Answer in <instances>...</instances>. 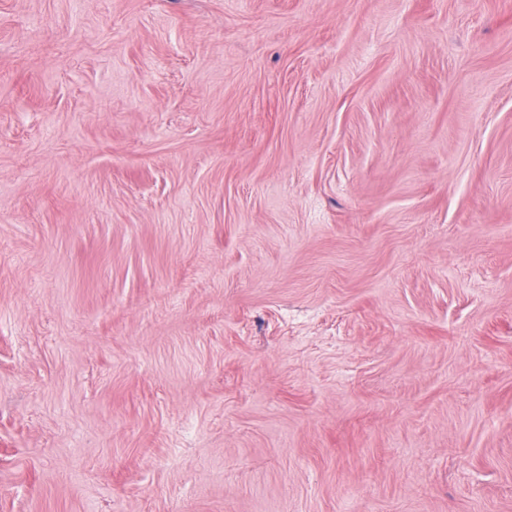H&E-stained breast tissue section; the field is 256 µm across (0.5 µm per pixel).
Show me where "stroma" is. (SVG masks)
<instances>
[{"mask_svg": "<svg viewBox=\"0 0 512 512\" xmlns=\"http://www.w3.org/2000/svg\"><path fill=\"white\" fill-rule=\"evenodd\" d=\"M0 512H512V0H0Z\"/></svg>", "mask_w": 512, "mask_h": 512, "instance_id": "stroma-1", "label": "stroma"}]
</instances>
